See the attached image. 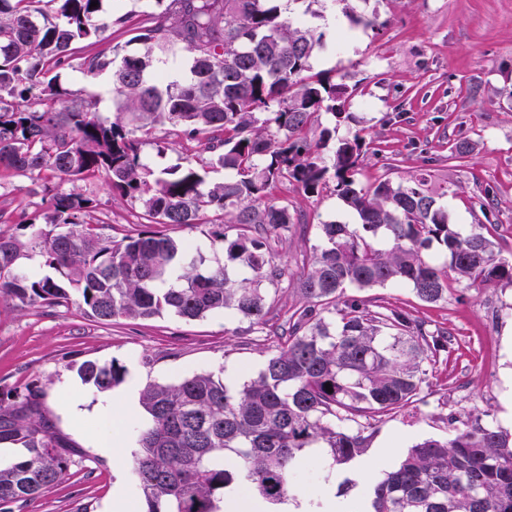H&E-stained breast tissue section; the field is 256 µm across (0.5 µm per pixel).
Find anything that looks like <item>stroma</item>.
<instances>
[{
	"mask_svg": "<svg viewBox=\"0 0 512 512\" xmlns=\"http://www.w3.org/2000/svg\"><path fill=\"white\" fill-rule=\"evenodd\" d=\"M356 8L377 12L386 25L351 33L340 9H326L325 47L313 69L344 78L357 93L351 120L320 113L311 137L326 129L338 140L360 135L367 144L356 176L360 185L425 176L432 189H448L442 202L454 223L465 230L492 223L496 252L512 258V0H358ZM155 137L169 145L158 167L189 162L207 167L210 180H223V169L210 168L208 154L175 128H157ZM461 142L471 149L454 156ZM51 183L45 173L0 170V230L17 232L22 220L44 212ZM70 187L98 200L88 220L103 235L122 237L141 221L139 205L113 192L104 179L75 180ZM483 188L495 203L487 215L474 203ZM271 197L287 204L298 221L271 240L274 260L286 275L268 287L266 326L253 327L221 311L196 320L165 315L105 324L84 316L73 302L50 307L0 300V394L39 389L42 414L72 459L60 484L15 512H112L115 487L132 489L133 449L100 445L113 431L98 416L102 404L137 400V417L125 429L130 444L148 421L140 405L147 384L205 371L233 372L243 381L263 368L273 327L303 303L298 279L322 243L320 224L352 221L329 188L309 195L283 182ZM359 296L371 306L405 309L457 338L430 364V385L417 410L374 424L365 451L348 464L333 470L326 458L311 456L298 469L294 494H315L332 471L338 495L363 505L371 487L363 470L394 468L415 442L448 437L450 417L463 422L478 411L512 430V287L477 289L454 280L447 300L436 304L396 284L367 288ZM87 360L118 361L126 377L111 391L97 392L77 372ZM144 509L132 489L128 512Z\"/></svg>",
	"mask_w": 512,
	"mask_h": 512,
	"instance_id": "obj_1",
	"label": "stroma"
}]
</instances>
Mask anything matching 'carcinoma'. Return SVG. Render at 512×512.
I'll list each match as a JSON object with an SVG mask.
<instances>
[{"label":"carcinoma","mask_w":512,"mask_h":512,"mask_svg":"<svg viewBox=\"0 0 512 512\" xmlns=\"http://www.w3.org/2000/svg\"><path fill=\"white\" fill-rule=\"evenodd\" d=\"M91 2L0 0V167L58 180L41 222L21 224L25 238L0 232V298L74 301L106 323L163 314L196 320L223 310L264 325V285L284 274L270 239L294 223L270 190L283 181L306 194L333 186L356 223L320 225L323 243L298 282L305 306L288 317L258 375L231 390L203 372L150 383L142 394L150 421L138 430L132 473L146 512H220L234 484L279 503L303 451L318 444L334 466L361 455L372 422L413 410L428 384L425 364L456 341L402 309L373 310L347 289L407 284L421 301L438 303L448 299L450 271L474 288L512 286V259L495 251L487 225L461 232L439 203L447 191L428 188L424 177L359 185L362 137L339 141L329 158L331 131L309 137L323 110L349 118L356 90L312 73L324 42L307 16L322 17L312 9L321 0H145L137 20ZM331 2L352 29L384 26L352 0ZM114 27L131 37L78 65L87 79L110 75L114 118L106 121L70 92L60 71L71 66L75 45ZM180 44L189 53L185 69L174 59ZM165 125L199 141L224 168V181H208L190 163L154 169L142 147L164 155L153 135ZM94 177L138 202L140 229L116 239L90 227L84 217L95 200L62 183ZM226 224L236 226L235 236ZM198 225L224 244V262L210 265L200 249L166 233ZM435 247L446 255L442 264ZM30 251L54 275L22 269ZM79 375L107 392L126 368L85 361ZM40 399L34 388L19 404L10 394L0 398V442L23 448L0 465L6 512L59 484L69 469ZM370 507L512 512V434L478 415L444 441L415 443L396 467L380 471Z\"/></svg>","instance_id":"cac0c4a2"}]
</instances>
